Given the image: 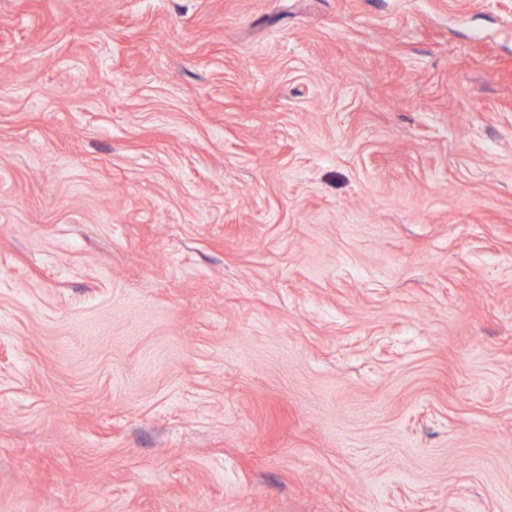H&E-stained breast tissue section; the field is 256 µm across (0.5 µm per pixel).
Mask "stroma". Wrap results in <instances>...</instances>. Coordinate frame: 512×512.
<instances>
[{
  "instance_id": "35a3bbf8",
  "label": "stroma",
  "mask_w": 512,
  "mask_h": 512,
  "mask_svg": "<svg viewBox=\"0 0 512 512\" xmlns=\"http://www.w3.org/2000/svg\"><path fill=\"white\" fill-rule=\"evenodd\" d=\"M0 512H512V0H0Z\"/></svg>"
}]
</instances>
